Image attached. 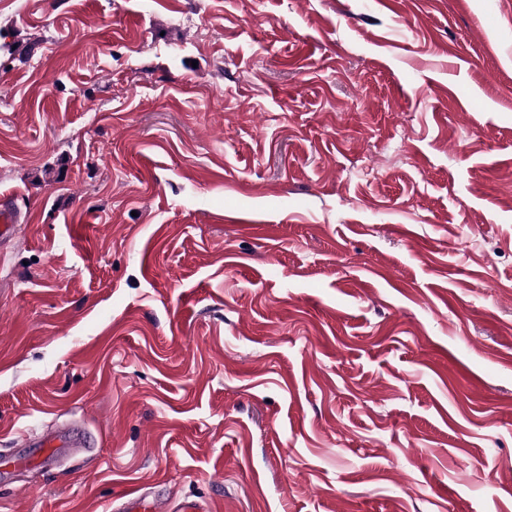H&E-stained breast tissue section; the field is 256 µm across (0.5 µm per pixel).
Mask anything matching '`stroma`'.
I'll return each mask as SVG.
<instances>
[{
	"label": "stroma",
	"mask_w": 512,
	"mask_h": 512,
	"mask_svg": "<svg viewBox=\"0 0 512 512\" xmlns=\"http://www.w3.org/2000/svg\"><path fill=\"white\" fill-rule=\"evenodd\" d=\"M2 199L0 512H512V0H0ZM87 443L86 432L78 427L59 429L53 433L43 435L26 443L29 448H39L43 458L39 465L46 464L54 459L60 452L70 448H80ZM121 512H163L162 501L160 498L150 496L142 492V488L135 489L125 496L121 507L117 509Z\"/></svg>",
	"instance_id": "1"
}]
</instances>
